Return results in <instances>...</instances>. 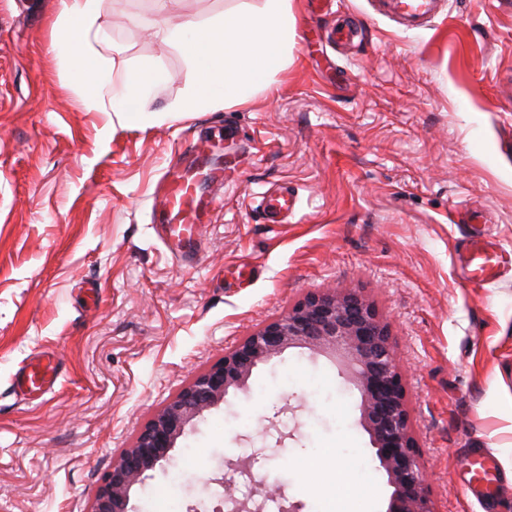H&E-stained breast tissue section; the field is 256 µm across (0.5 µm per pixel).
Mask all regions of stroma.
<instances>
[{
	"label": "stroma",
	"mask_w": 512,
	"mask_h": 512,
	"mask_svg": "<svg viewBox=\"0 0 512 512\" xmlns=\"http://www.w3.org/2000/svg\"><path fill=\"white\" fill-rule=\"evenodd\" d=\"M99 4L113 78L168 75L144 111L84 98L52 48L59 0H0V512H91L113 459L198 373L334 288L390 326L435 512H512V0H445L416 30L369 0H291L287 69L215 112L179 111L192 62L160 32L262 0ZM344 25L351 38L327 39ZM197 141L223 147L229 173L185 266L151 228V196ZM283 185L298 208L266 223L258 196ZM475 226L508 260L484 285L462 262ZM48 355L52 390L15 393L20 368ZM359 405L332 357L287 349L178 439L130 508L225 512L219 480L249 459L300 512L330 509L298 462L322 476L353 462V480L379 488L363 512H387ZM474 448L499 465L485 510Z\"/></svg>",
	"instance_id": "1"
}]
</instances>
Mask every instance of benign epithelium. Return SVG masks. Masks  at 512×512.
Segmentation results:
<instances>
[{"instance_id": "1", "label": "benign epithelium", "mask_w": 512, "mask_h": 512, "mask_svg": "<svg viewBox=\"0 0 512 512\" xmlns=\"http://www.w3.org/2000/svg\"><path fill=\"white\" fill-rule=\"evenodd\" d=\"M292 347L332 354L343 362L342 377L361 394V423L393 487L388 512H435L388 328L375 308L354 291L308 295L287 315L247 334L196 376L114 459L96 491L91 512H129L132 488L169 459L187 427L223 403L230 389H246L258 364ZM254 494L260 499L239 500L230 484H224L229 512H264L274 495L281 512H300V505L288 501L282 489L272 492L263 481L255 482Z\"/></svg>"}]
</instances>
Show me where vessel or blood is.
<instances>
[{"mask_svg": "<svg viewBox=\"0 0 512 512\" xmlns=\"http://www.w3.org/2000/svg\"><path fill=\"white\" fill-rule=\"evenodd\" d=\"M383 15L404 27L421 26L433 14L436 0H377ZM225 171L212 165L208 147L196 142L186 146L171 163L152 195L151 220L156 236L165 243L182 264L196 263L201 249L203 229L218 203L217 193L223 189ZM268 222L281 223L298 206L296 193L281 189L262 196L260 202ZM503 261L502 255L481 244H474L467 258L473 279L492 280ZM29 392H41L52 386L57 377L53 367L36 366L19 373ZM497 463L480 448L473 449L470 474L474 481L495 475Z\"/></svg>", "mask_w": 512, "mask_h": 512, "instance_id": "1", "label": "vessel or blood"}]
</instances>
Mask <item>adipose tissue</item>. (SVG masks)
I'll use <instances>...</instances> for the list:
<instances>
[{"instance_id":"adipose-tissue-1","label":"adipose tissue","mask_w":512,"mask_h":512,"mask_svg":"<svg viewBox=\"0 0 512 512\" xmlns=\"http://www.w3.org/2000/svg\"><path fill=\"white\" fill-rule=\"evenodd\" d=\"M98 3L61 0L53 47L70 61L88 98H99L107 90L113 111H143L147 92L166 75L152 68L141 81H111L95 56L94 45L104 38ZM296 37L291 0H264L262 7L225 13L219 23L191 21L167 30L165 43L181 46L194 66L184 111H216L247 102L287 67Z\"/></svg>"}]
</instances>
